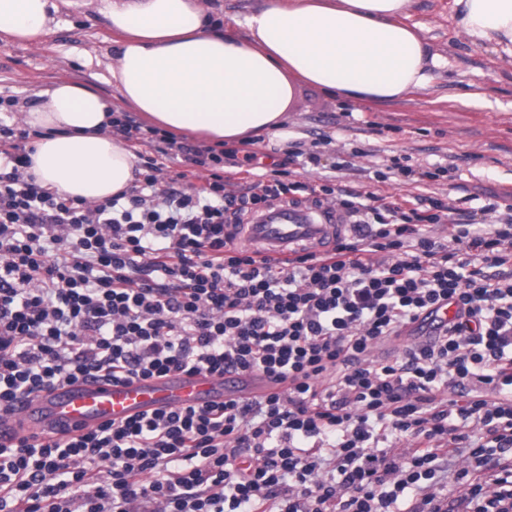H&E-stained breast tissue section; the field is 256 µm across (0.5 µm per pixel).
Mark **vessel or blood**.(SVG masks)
Listing matches in <instances>:
<instances>
[{
  "label": "vessel or blood",
  "mask_w": 512,
  "mask_h": 512,
  "mask_svg": "<svg viewBox=\"0 0 512 512\" xmlns=\"http://www.w3.org/2000/svg\"><path fill=\"white\" fill-rule=\"evenodd\" d=\"M333 209L276 204L242 225L237 241L252 250L285 258L322 254L349 231ZM265 377L247 374L172 373L164 377L112 382L92 380L23 399L16 413L0 420V430L42 437H66L107 423H122L158 409L221 404L261 394Z\"/></svg>",
  "instance_id": "obj_1"
}]
</instances>
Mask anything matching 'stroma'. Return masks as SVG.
Wrapping results in <instances>:
<instances>
[{"label":"stroma","instance_id":"stroma-1","mask_svg":"<svg viewBox=\"0 0 512 512\" xmlns=\"http://www.w3.org/2000/svg\"><path fill=\"white\" fill-rule=\"evenodd\" d=\"M453 0H414L412 21L425 27L430 54L438 62L427 86L391 101L344 100L307 84L297 85L280 137L261 139L258 148L281 160L295 144L328 135L311 183L332 179L337 189L369 191L379 197L418 192L452 200L479 214L494 197H512V55L475 46L452 19ZM59 25L38 45L0 46V99L13 105L37 100L61 80L87 83L122 108L109 83L112 34L95 7L61 10ZM412 164L453 165L451 177L426 189L400 176L380 182L376 171L395 156ZM348 158L351 168L336 169Z\"/></svg>","mask_w":512,"mask_h":512}]
</instances>
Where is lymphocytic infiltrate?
Segmentation results:
<instances>
[{"label": "lymphocytic infiltrate", "instance_id": "obj_1", "mask_svg": "<svg viewBox=\"0 0 512 512\" xmlns=\"http://www.w3.org/2000/svg\"><path fill=\"white\" fill-rule=\"evenodd\" d=\"M111 128L139 186L88 202L35 183L30 130L0 120V412L172 372L283 389L67 439L1 433L0 512H512V203L488 202L478 232L436 197H340L257 174L254 150L125 112ZM178 158L201 188L176 189ZM228 163L256 180L229 188ZM298 194L348 215L352 237L281 263L233 245L245 216Z\"/></svg>", "mask_w": 512, "mask_h": 512}]
</instances>
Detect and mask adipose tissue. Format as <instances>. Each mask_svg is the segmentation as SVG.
<instances>
[{"label":"adipose tissue","instance_id":"adipose-tissue-1","mask_svg":"<svg viewBox=\"0 0 512 512\" xmlns=\"http://www.w3.org/2000/svg\"><path fill=\"white\" fill-rule=\"evenodd\" d=\"M93 4L112 29L108 70L121 100L178 135H278L300 81L380 101L428 81L413 0H264L243 39L203 0H0V44L41 43L61 7ZM454 11L460 31L512 53V0H454ZM22 112L43 132L26 169L37 184L88 201L132 189L136 158L107 131L110 98L61 82Z\"/></svg>","mask_w":512,"mask_h":512}]
</instances>
